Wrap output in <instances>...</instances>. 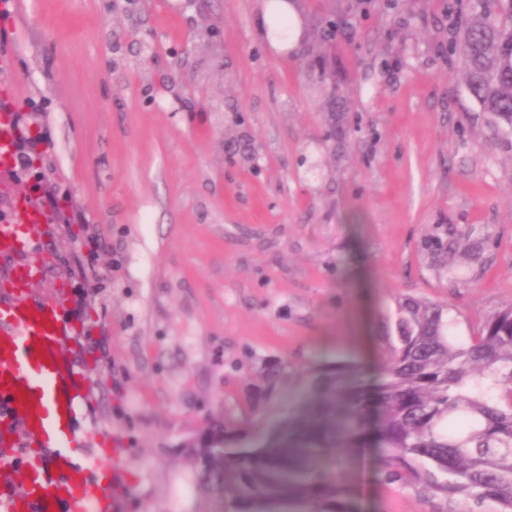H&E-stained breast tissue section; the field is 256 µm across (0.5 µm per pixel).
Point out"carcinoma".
<instances>
[{
    "instance_id": "obj_1",
    "label": "carcinoma",
    "mask_w": 512,
    "mask_h": 512,
    "mask_svg": "<svg viewBox=\"0 0 512 512\" xmlns=\"http://www.w3.org/2000/svg\"><path fill=\"white\" fill-rule=\"evenodd\" d=\"M452 50L470 95L512 133V0H475ZM377 358L371 394L355 363L262 360L239 413L184 444L205 493L225 512H362L336 458L372 448L385 486L512 512V304L461 338L441 308L403 298Z\"/></svg>"
}]
</instances>
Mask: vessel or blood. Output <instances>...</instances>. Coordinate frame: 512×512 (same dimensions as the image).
I'll list each match as a JSON object with an SVG mask.
<instances>
[{
  "instance_id": "b4317fda",
  "label": "vessel or blood",
  "mask_w": 512,
  "mask_h": 512,
  "mask_svg": "<svg viewBox=\"0 0 512 512\" xmlns=\"http://www.w3.org/2000/svg\"><path fill=\"white\" fill-rule=\"evenodd\" d=\"M16 161V139L0 127V171ZM13 221L0 225V253H21L30 243L17 225L45 224L49 214L30 196L12 203ZM30 269L14 268L0 291V512H120L122 449L70 452L83 401L81 377L67 363L59 307L30 297Z\"/></svg>"
}]
</instances>
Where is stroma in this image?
<instances>
[{
  "label": "stroma",
  "mask_w": 512,
  "mask_h": 512,
  "mask_svg": "<svg viewBox=\"0 0 512 512\" xmlns=\"http://www.w3.org/2000/svg\"><path fill=\"white\" fill-rule=\"evenodd\" d=\"M276 51L259 0H17L0 46L27 167L54 200L28 263L82 374L76 454L120 437L121 512H220L182 448L260 360L372 368L399 299L459 336L512 302V134L453 71L473 0H296ZM364 512H448L343 458Z\"/></svg>",
  "instance_id": "stroma-1"
}]
</instances>
